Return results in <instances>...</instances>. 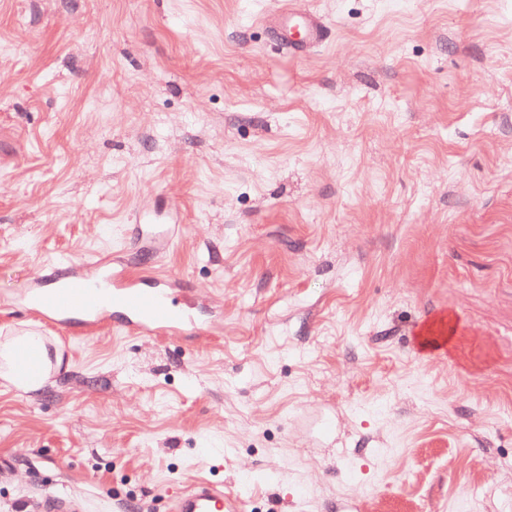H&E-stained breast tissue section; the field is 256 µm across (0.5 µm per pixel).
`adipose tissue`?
<instances>
[{"instance_id":"adipose-tissue-1","label":"adipose tissue","mask_w":512,"mask_h":512,"mask_svg":"<svg viewBox=\"0 0 512 512\" xmlns=\"http://www.w3.org/2000/svg\"><path fill=\"white\" fill-rule=\"evenodd\" d=\"M47 340L35 329L23 331L0 340V378L22 391L42 388L50 372L49 365H37L25 358L26 349L34 348L46 353Z\"/></svg>"}]
</instances>
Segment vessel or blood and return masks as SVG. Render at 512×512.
<instances>
[{"mask_svg":"<svg viewBox=\"0 0 512 512\" xmlns=\"http://www.w3.org/2000/svg\"><path fill=\"white\" fill-rule=\"evenodd\" d=\"M271 35L288 53L300 54L328 37L323 18L313 12L289 6L279 8L265 21ZM156 214L137 208L131 236L133 246L144 240V227L155 224L154 235L160 248H167L174 235L168 225H156ZM171 283L164 278L150 284L129 277L104 260H90L73 266L69 272L48 270L35 284L29 306L33 311L62 327L81 322L91 330L106 322L110 313L123 316L121 325L135 335L172 334L184 331L189 322L171 300ZM36 512H82L80 503L67 496L47 495L34 505ZM171 512H244L239 495L207 481H199L174 496Z\"/></svg>","mask_w":512,"mask_h":512,"instance_id":"vessel-or-blood-1","label":"vessel or blood"}]
</instances>
